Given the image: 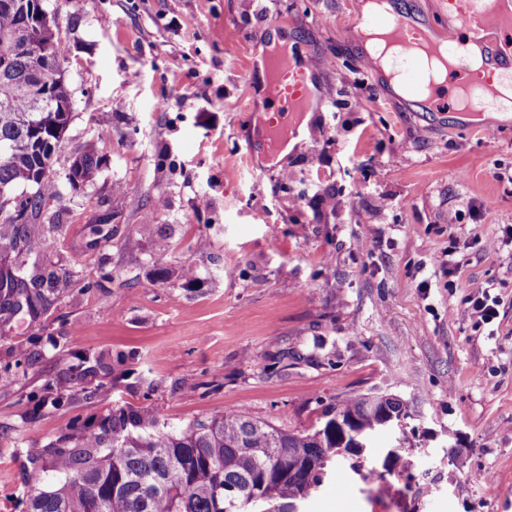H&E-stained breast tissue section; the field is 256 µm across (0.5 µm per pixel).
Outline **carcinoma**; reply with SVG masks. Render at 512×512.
Wrapping results in <instances>:
<instances>
[{
  "label": "carcinoma",
  "mask_w": 512,
  "mask_h": 512,
  "mask_svg": "<svg viewBox=\"0 0 512 512\" xmlns=\"http://www.w3.org/2000/svg\"><path fill=\"white\" fill-rule=\"evenodd\" d=\"M0 0V52L25 35L21 2ZM14 77H0V193L21 184L37 191L21 198L27 222L0 223V255L31 251L38 245L32 222L46 200L57 194L54 180L42 172L51 167L50 143L60 141L70 121L71 96L61 79L47 83L45 106L24 89L33 78L32 61L19 54L11 59ZM100 165L94 144L80 151L69 182L90 178ZM72 287L69 276L43 271L25 278L21 269L0 263V313L37 314L45 293ZM43 409L61 403L50 386L33 398ZM353 419L369 431L379 408L368 394L355 393L336 401L322 413L318 427L284 431L246 415L226 411L186 429L160 427L149 410L120 408L99 423L84 427L75 448L55 445L29 458L32 490L26 512H288V505L304 503L317 491L324 476L315 465L344 463L334 428L336 416ZM112 444L102 447L103 436ZM60 478L47 485V472Z\"/></svg>",
  "instance_id": "1"
}]
</instances>
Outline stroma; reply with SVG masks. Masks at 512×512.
I'll list each match as a JSON object with an SVG mask.
<instances>
[{
    "instance_id": "1",
    "label": "stroma",
    "mask_w": 512,
    "mask_h": 512,
    "mask_svg": "<svg viewBox=\"0 0 512 512\" xmlns=\"http://www.w3.org/2000/svg\"><path fill=\"white\" fill-rule=\"evenodd\" d=\"M393 2L430 29L454 14ZM42 6L73 112L25 262L74 286L38 318L0 314V512H25L30 453L120 407L168 430L229 410L305 429L367 391L412 411L409 466H336L307 512H512V116L472 129L393 95L361 58L363 0ZM273 31L321 67L307 136L266 166L247 75ZM90 141L100 167L70 187ZM483 282L488 330L466 315ZM49 383L63 405L34 409ZM467 298V315L475 327H482L493 323L499 315L500 299L493 294L495 288L488 282L476 284L471 287Z\"/></svg>"
}]
</instances>
